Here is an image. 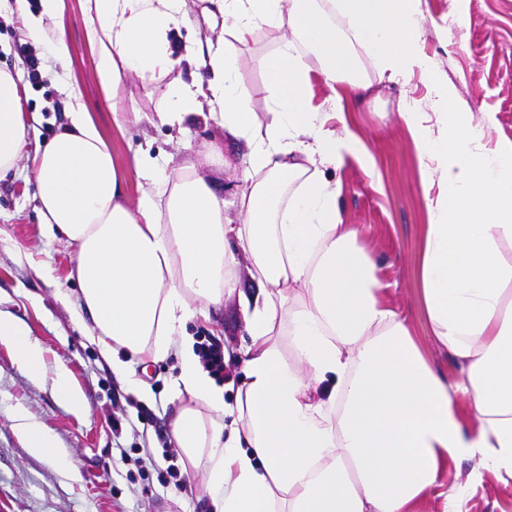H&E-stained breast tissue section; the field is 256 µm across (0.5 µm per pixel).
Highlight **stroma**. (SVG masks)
Segmentation results:
<instances>
[{
  "instance_id": "1",
  "label": "stroma",
  "mask_w": 512,
  "mask_h": 512,
  "mask_svg": "<svg viewBox=\"0 0 512 512\" xmlns=\"http://www.w3.org/2000/svg\"><path fill=\"white\" fill-rule=\"evenodd\" d=\"M203 7L202 0H190L187 15L169 33L173 47L211 39ZM423 11L424 49L454 87L459 111L493 113V139H512V0H423ZM57 24L67 52L60 80L48 71L47 46L24 36L15 0H0V69L17 73L26 92L28 149L65 125L64 86L70 83L79 89L112 155L128 202L147 187L134 162L136 155L146 153L170 170L195 161L199 174L223 197L227 216L236 218V196L247 166L244 142L228 140L217 122L197 115L174 126L154 119L167 102L173 78L192 81L194 66L185 64L174 74L145 80L126 75L113 91L96 74V50L86 37L85 0H63ZM281 38V32L264 28L237 50L240 81L259 113L266 111L271 96L261 62ZM23 44L28 47L24 53L19 50ZM361 63L371 93L361 98L347 86L334 90L346 114L344 121L330 126L348 127L364 151L345 155L325 175L340 187L337 204L343 222L360 229V242L376 262L386 305L406 320L422 354L443 374L455 376L459 368L432 335L423 308L419 255L427 208L417 152L399 117L404 102L425 101L428 89L417 76L403 86L380 79L369 57ZM33 71L38 74L34 80L29 77ZM314 89L320 99L334 92L319 82ZM133 109L142 112V121L116 127L113 113ZM214 148L223 164L209 160ZM35 192L30 168L0 178V308L27 324L46 368L44 375L32 376L18 363L10 341L0 339V512H213L202 470L183 468L169 442L177 408V356L148 365L130 357L121 374L84 336L58 300L59 293H79L78 282L69 276L74 251L63 238L43 232ZM186 330L220 342L229 352L249 342L233 298L210 319L189 321ZM60 363L87 406L84 414L68 410L54 395L51 372ZM133 379L144 383L146 396L130 387ZM20 412L71 454L78 478L63 476L53 457L31 452L16 426ZM474 466V460H460L449 465L444 477L445 486L464 487L463 512H512V481L487 473L481 483L468 484Z\"/></svg>"
}]
</instances>
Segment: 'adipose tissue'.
I'll return each mask as SVG.
<instances>
[{"label":"adipose tissue","instance_id":"1","mask_svg":"<svg viewBox=\"0 0 512 512\" xmlns=\"http://www.w3.org/2000/svg\"><path fill=\"white\" fill-rule=\"evenodd\" d=\"M208 2L202 13L218 35L195 53L208 79L173 81L157 117L174 125L205 108L225 137L246 142L236 221L191 162L168 171L136 157L152 188L124 203L112 156L72 87L67 125L27 154L19 85L2 70L0 177L30 161L44 231L75 249V319L113 368L126 355L177 354L182 402L171 436L183 463L204 468L215 512H419L436 491L442 512H457L461 490L443 486L449 464L473 459L470 480H512V140H492V113L458 111L424 50L422 0ZM186 7L85 0L102 84L174 71L182 57L168 33ZM264 27L288 36L263 61L272 95L260 116L240 84L236 48ZM364 52L380 78L418 75L428 86L426 101L404 103L399 116L427 202L424 308L460 367L453 381L384 304L377 266L323 176L362 144L327 128L341 100L316 101L311 79L368 91ZM242 253L253 296L239 291ZM234 293L250 342L236 357L229 403L185 325ZM0 338L43 374L26 324L0 312ZM326 381L327 398H313Z\"/></svg>","mask_w":512,"mask_h":512}]
</instances>
